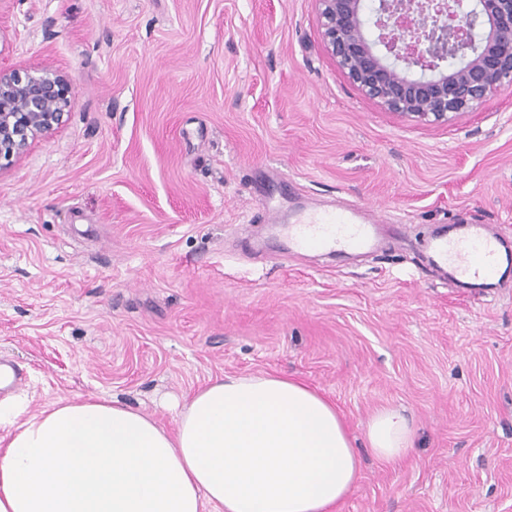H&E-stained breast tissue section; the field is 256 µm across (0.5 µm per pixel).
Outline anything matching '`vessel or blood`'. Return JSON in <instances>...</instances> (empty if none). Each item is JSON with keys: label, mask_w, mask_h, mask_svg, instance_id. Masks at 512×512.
Wrapping results in <instances>:
<instances>
[{"label": "vessel or blood", "mask_w": 512, "mask_h": 512, "mask_svg": "<svg viewBox=\"0 0 512 512\" xmlns=\"http://www.w3.org/2000/svg\"><path fill=\"white\" fill-rule=\"evenodd\" d=\"M263 207L269 224L280 233L289 253L308 248L331 253L372 252L380 244L378 229L382 220L362 204L302 209L290 224L280 219V203L267 198ZM427 259L440 276L491 281L504 263L512 261V254L506 252L500 236L488 225L472 224L432 238L427 245Z\"/></svg>", "instance_id": "1"}]
</instances>
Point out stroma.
I'll list each match as a JSON object with an SVG mask.
<instances>
[{"label":"stroma","instance_id":"stroma-1","mask_svg":"<svg viewBox=\"0 0 512 512\" xmlns=\"http://www.w3.org/2000/svg\"><path fill=\"white\" fill-rule=\"evenodd\" d=\"M0 66L73 78L0 162V358L30 412L108 397L174 428L227 374L294 376L362 458L338 512H512V284L423 262L437 227L512 239V87L448 123L366 97L315 0H0ZM366 204L369 255L283 254L260 197ZM381 408L414 447L375 457Z\"/></svg>","mask_w":512,"mask_h":512}]
</instances>
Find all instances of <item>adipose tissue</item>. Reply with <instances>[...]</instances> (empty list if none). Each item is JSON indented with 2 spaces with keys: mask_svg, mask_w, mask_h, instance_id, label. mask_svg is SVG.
I'll use <instances>...</instances> for the list:
<instances>
[{
  "mask_svg": "<svg viewBox=\"0 0 512 512\" xmlns=\"http://www.w3.org/2000/svg\"><path fill=\"white\" fill-rule=\"evenodd\" d=\"M0 512H336L361 459L334 403L281 375H227L194 392L168 431L106 397L38 413L0 400ZM365 438L393 461L412 445L399 412Z\"/></svg>",
  "mask_w": 512,
  "mask_h": 512,
  "instance_id": "ef3b65f1",
  "label": "adipose tissue"
}]
</instances>
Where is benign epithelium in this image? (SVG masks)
Segmentation results:
<instances>
[{
    "mask_svg": "<svg viewBox=\"0 0 512 512\" xmlns=\"http://www.w3.org/2000/svg\"><path fill=\"white\" fill-rule=\"evenodd\" d=\"M322 39L361 92L446 124L512 85V0H316ZM74 81L0 67V159L63 122Z\"/></svg>",
    "mask_w": 512,
    "mask_h": 512,
    "instance_id": "benign-epithelium-1",
    "label": "benign epithelium"
}]
</instances>
